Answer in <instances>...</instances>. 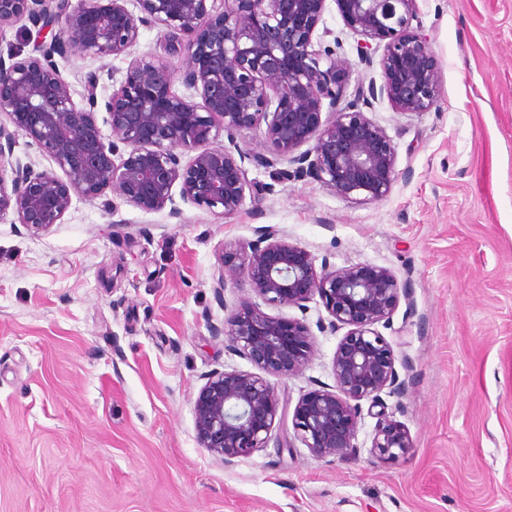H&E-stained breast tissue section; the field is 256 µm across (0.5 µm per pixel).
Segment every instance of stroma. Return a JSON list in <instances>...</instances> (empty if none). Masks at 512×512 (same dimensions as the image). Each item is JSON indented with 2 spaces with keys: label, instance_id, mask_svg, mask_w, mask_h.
<instances>
[{
  "label": "stroma",
  "instance_id": "obj_1",
  "mask_svg": "<svg viewBox=\"0 0 512 512\" xmlns=\"http://www.w3.org/2000/svg\"><path fill=\"white\" fill-rule=\"evenodd\" d=\"M439 71L430 111L367 110L397 151L380 202L353 203L317 180H273L261 204L220 218L181 204L145 211L74 199L34 235L0 216V512H512V0H417ZM346 66L343 99L381 82L361 62L335 0L321 21ZM170 61L159 28L131 55L57 58L82 94L99 96L130 56ZM270 226L337 268H389L407 305L375 329L392 346L405 391L387 411L413 442L402 459L371 451L363 409L355 453L319 458L293 443L308 391L333 385L340 333L319 332L303 370L270 376L280 409L265 448L227 467L196 438L193 402L213 370L253 371L211 325L244 293L217 290L227 244Z\"/></svg>",
  "mask_w": 512,
  "mask_h": 512
}]
</instances>
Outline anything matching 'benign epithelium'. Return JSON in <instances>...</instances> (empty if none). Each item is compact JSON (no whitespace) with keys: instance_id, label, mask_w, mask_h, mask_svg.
<instances>
[{"instance_id":"1","label":"benign epithelium","mask_w":512,"mask_h":512,"mask_svg":"<svg viewBox=\"0 0 512 512\" xmlns=\"http://www.w3.org/2000/svg\"><path fill=\"white\" fill-rule=\"evenodd\" d=\"M133 1L138 13L129 10ZM326 0H0V29L25 17L58 26L40 56L0 57V112L13 130L0 125V217L8 212L33 234L62 220L73 198L96 199L112 192L138 208L154 211L180 198L217 217L234 215L246 191L261 203L270 185L248 178L245 162L270 168L285 160L293 170L277 179L310 176L350 202L387 198L396 178L397 153L386 129L361 106L379 99L399 112L431 110L438 99L439 72L428 38L411 30L416 0H336L343 25L359 36L360 60H379L382 83L359 88L340 106L344 61L317 32ZM159 26L169 52L185 54L182 81L200 97L173 89L176 69L161 59L133 58L117 90L98 100L99 75L84 82L83 105L55 56L77 53L104 59L130 54L142 27ZM104 107L112 139L97 125ZM332 118L322 121L323 108ZM271 157L251 156L237 136L259 123ZM224 132L228 145L218 143ZM47 153L63 172L6 164L15 134ZM254 239L224 249L217 280L247 287L268 305L306 309L319 298L329 315L322 331L347 332L332 360L335 388L315 389L297 403L293 437L317 457L356 451L361 402L379 408L371 440L376 455L398 460L412 440L388 415L382 393L400 395L405 382L394 350L374 329L387 322L407 295L394 273L355 264L336 269L288 242L270 226L254 228ZM231 349L269 374H297L313 349V333L302 320L265 313L243 299L212 326ZM280 407L275 388L260 374L214 370L194 401V425L202 447L226 466L266 447Z\"/></svg>"}]
</instances>
